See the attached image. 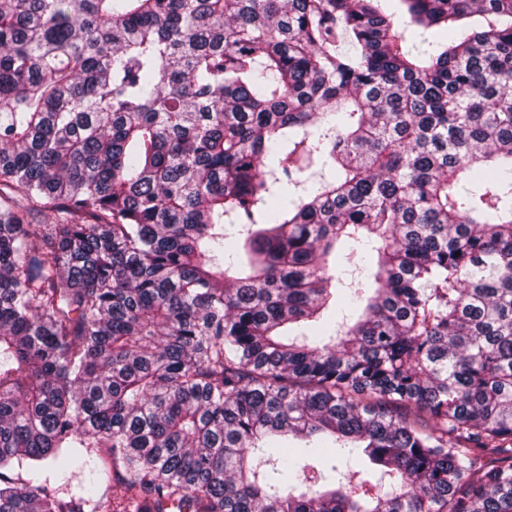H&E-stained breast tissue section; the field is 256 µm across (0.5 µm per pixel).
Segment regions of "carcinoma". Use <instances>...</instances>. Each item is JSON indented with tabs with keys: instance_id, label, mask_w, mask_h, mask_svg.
<instances>
[{
	"instance_id": "cac0c4a2",
	"label": "carcinoma",
	"mask_w": 512,
	"mask_h": 512,
	"mask_svg": "<svg viewBox=\"0 0 512 512\" xmlns=\"http://www.w3.org/2000/svg\"><path fill=\"white\" fill-rule=\"evenodd\" d=\"M381 2L0 0V512H512V0ZM75 472L70 471L66 475H52L51 482L53 488L59 497L68 498L70 495L79 494V486L87 477V471L79 473L78 469L73 468Z\"/></svg>"
}]
</instances>
